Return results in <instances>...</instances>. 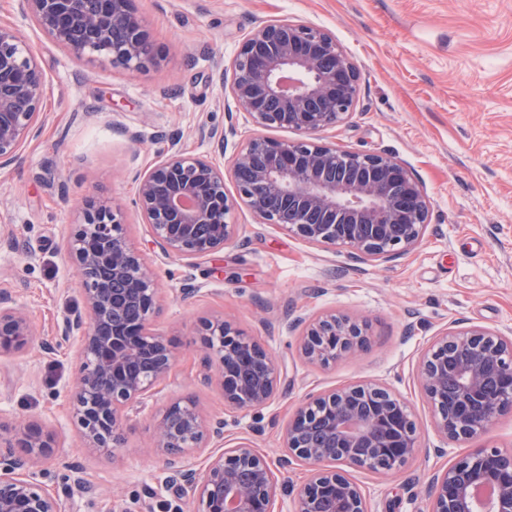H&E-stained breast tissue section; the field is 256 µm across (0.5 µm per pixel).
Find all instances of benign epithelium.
I'll use <instances>...</instances> for the list:
<instances>
[{"label": "benign epithelium", "instance_id": "obj_1", "mask_svg": "<svg viewBox=\"0 0 512 512\" xmlns=\"http://www.w3.org/2000/svg\"><path fill=\"white\" fill-rule=\"evenodd\" d=\"M24 14L76 59L97 57L134 73L157 63L153 41L133 0H22ZM16 28L0 24V167L10 163L43 119L46 79L35 55L20 52ZM358 72L327 32L270 20L247 34L234 57L230 93L261 129L291 130L303 139H247L228 168L181 148L171 149L136 179V204L153 242L167 258L194 268L239 238L232 220L241 205L313 246H341L356 261L386 263L417 249L430 201L405 164L382 154L317 141L345 123L358 94ZM230 179L236 195L225 190ZM79 229L67 256L82 285L81 305L69 309L58 336L79 360L71 393L73 417L89 448L121 445L122 419L146 407L172 373L174 347L154 332L160 310L157 271L129 243L120 208L81 200ZM304 326L301 354L328 366L368 346L363 320L326 314ZM205 360L233 413L269 404L280 371L271 353L224 318L197 326ZM28 315L0 290V357L27 352ZM433 426L460 447L428 482V512H512V452L465 448L512 416V336L452 325L432 338L419 366ZM224 418L192 398L176 400L154 424L150 455L163 478L150 497L171 490L188 496L194 512H369L366 495L339 466L380 474L398 471L420 449L407 403L387 386L356 383L308 398L284 430L285 454L275 467L245 441L224 447ZM213 446L205 465L187 454ZM57 448L54 429L21 424L0 437V512H64L37 479L36 466ZM307 467L291 507L277 505L279 475L292 462Z\"/></svg>", "mask_w": 512, "mask_h": 512}]
</instances>
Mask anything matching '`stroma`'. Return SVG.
<instances>
[{
  "label": "stroma",
  "instance_id": "obj_1",
  "mask_svg": "<svg viewBox=\"0 0 512 512\" xmlns=\"http://www.w3.org/2000/svg\"><path fill=\"white\" fill-rule=\"evenodd\" d=\"M149 26L157 62L128 74L110 64L72 59L24 17L21 0H0V22L14 26L46 78V118L18 158L0 168V289L28 314L35 345L0 358V428L37 421L59 435L39 480L66 512H136L162 477L150 455L156 416L193 398L223 414L224 396L204 383L208 369L196 332L199 317L234 322L275 358L273 402L229 420L225 434L247 439L270 461L284 453L283 430L315 393L365 381L386 383L404 399L421 448L394 475H348L366 492L369 512H426L427 483L448 466L443 440L417 379L428 341L454 322L512 330V0H135ZM270 19L331 34L359 73L350 119L320 140L390 155L406 164L430 200L421 245L385 264L361 263L346 249L302 243L246 207L234 214L239 241L190 270L161 256L135 204L134 176L166 151L182 149L224 165L256 132L224 79L239 42ZM224 129L223 148L202 137ZM80 197L118 204L137 251L160 272L158 332L171 338L176 363L139 413L122 425L115 451L85 447L70 410L76 361L58 345L57 324L80 301L64 252ZM198 291L180 292L185 275ZM336 312L366 320L360 356L326 367L306 363L300 329L285 312ZM77 465L97 489L82 497L69 478Z\"/></svg>",
  "mask_w": 512,
  "mask_h": 512
}]
</instances>
